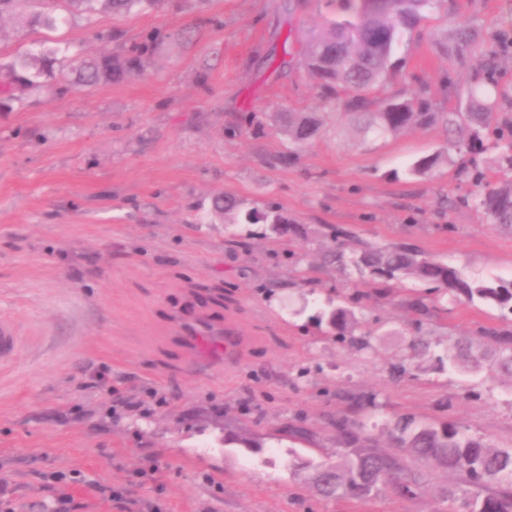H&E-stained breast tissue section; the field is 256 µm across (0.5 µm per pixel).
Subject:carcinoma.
I'll return each mask as SVG.
<instances>
[{
  "label": "carcinoma",
  "instance_id": "obj_1",
  "mask_svg": "<svg viewBox=\"0 0 512 512\" xmlns=\"http://www.w3.org/2000/svg\"><path fill=\"white\" fill-rule=\"evenodd\" d=\"M436 0H344L348 18L334 22L326 31L314 36L302 61L308 74L317 82L327 100L344 94L343 107L361 123L366 135L383 138L409 127L427 126L442 118L448 133L466 132V140H454L457 150L470 149L482 143L481 132L491 130L494 145L504 150L512 162V136L490 129L495 111L492 101L496 52L469 21H459L448 29V56L462 64L471 56L485 58V72L469 86L468 98L474 111L429 112L423 103L412 100L379 99L375 90L382 86L390 70L391 58L404 35L415 29L425 11ZM160 0H52L43 11H29L30 0H0V21L9 16L30 27L56 30L75 14L93 15L101 10L115 15L154 8ZM150 48V41L135 44L127 59L103 51L72 66L70 44L56 40L42 46L37 53L28 52L0 65V109L10 108L15 91L36 86L41 80L59 84V91L95 86L120 78L137 65V60ZM316 131V121L303 115L291 121L288 134L301 145ZM468 175L481 188L473 198L474 205L492 224H512V187L496 188L484 183L482 172L471 165ZM329 258L336 265L364 266L378 278L392 280L412 277L433 285L436 298L453 302H488L512 313V280H470L456 267L433 261L400 246L369 248L360 254L346 255L338 248ZM327 320L340 336L354 321L351 310L343 307L318 315ZM483 336L497 345L489 351L464 338L448 348V366L460 371H476L483 366L512 377V330L481 329ZM336 430L339 449L336 462L315 466V483L326 498L351 495L367 499L381 487L391 485L405 495H413L420 487L421 476L407 468L400 452L373 449L371 438L364 435L363 425L347 415L331 421ZM394 447L419 460L460 474L464 482L488 491V494H463L456 497L448 491V500L459 503L461 512H512V449L495 448L481 438L473 437L452 423L426 424L403 416L387 427Z\"/></svg>",
  "mask_w": 512,
  "mask_h": 512
}]
</instances>
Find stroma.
<instances>
[{
  "label": "stroma",
  "instance_id": "1",
  "mask_svg": "<svg viewBox=\"0 0 512 512\" xmlns=\"http://www.w3.org/2000/svg\"><path fill=\"white\" fill-rule=\"evenodd\" d=\"M345 14L341 0H165L56 31L0 21L4 64L58 39L92 55L157 38L140 72L28 88L0 112V317L27 338L0 367V512H50L63 495L68 512H450L461 477L412 458V497L316 491L314 464L336 459L330 421L356 394L374 399L360 419L379 449L399 415L512 448V380L443 356L512 316L326 259L402 245L472 280H512V230L471 205L461 171L512 185L501 150L451 149L437 122L370 140L302 68L310 34ZM459 19L499 41L496 112L512 122V0H439L379 98L466 109L483 61L449 62L442 34ZM299 113L319 128L298 149ZM252 210L285 233L242 221ZM337 307L356 319L344 343L316 320ZM201 321L237 337L234 364H203L187 333Z\"/></svg>",
  "mask_w": 512,
  "mask_h": 512
}]
</instances>
